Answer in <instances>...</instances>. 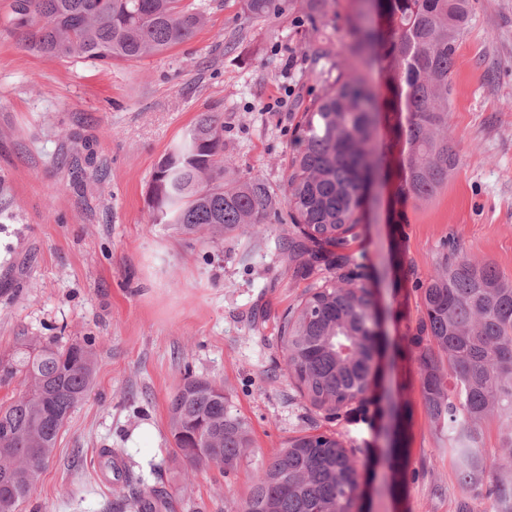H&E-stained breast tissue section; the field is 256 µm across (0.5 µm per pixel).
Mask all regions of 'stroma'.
I'll use <instances>...</instances> for the list:
<instances>
[{"instance_id": "1", "label": "stroma", "mask_w": 512, "mask_h": 512, "mask_svg": "<svg viewBox=\"0 0 512 512\" xmlns=\"http://www.w3.org/2000/svg\"><path fill=\"white\" fill-rule=\"evenodd\" d=\"M190 40L135 62L92 67L25 51L0 31V355L21 341L95 339L97 368L20 512H111L112 451L171 512H239L261 462L309 427L278 325L331 277L326 256L300 275L276 248L284 224L227 242L185 241L155 223L153 173L198 114L224 125L231 176L282 189L291 127L353 38L350 0L335 26L281 0L256 18L243 0H206ZM448 136L458 165L430 200L400 203L399 149L346 250L363 263L383 316L378 384L401 402L409 476L373 512H455L465 489L429 420L409 340L422 316L417 278L444 242L512 278V0H472L449 78ZM221 383L252 427L239 468L175 461L168 403L185 371Z\"/></svg>"}]
</instances>
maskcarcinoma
Here are the masks:
<instances>
[{
	"label": "carcinoma",
	"instance_id": "obj_1",
	"mask_svg": "<svg viewBox=\"0 0 512 512\" xmlns=\"http://www.w3.org/2000/svg\"><path fill=\"white\" fill-rule=\"evenodd\" d=\"M256 18L279 12L278 0H244ZM382 23L371 24L365 0H353L349 54L336 77L292 127L293 152L283 195L263 179H224V124L203 113L160 160L152 181L156 220L188 239L238 238L254 224L289 222L278 249L298 272L325 246L342 248L361 223L364 196L380 161L378 130L396 116L401 180L397 195L426 201L448 182L458 155L448 142L450 75L471 0H375ZM309 19L325 23L333 0H307ZM203 0H11L0 27L29 52L93 65L138 61L192 37L204 25ZM377 63L379 102L366 70ZM336 276L308 289L279 324L287 375L309 411L327 420L352 413L373 424L366 405L377 387L379 312L353 256L338 254ZM423 316L410 344L421 395L436 430L448 436L458 482L470 492L456 512H512V460L481 447L482 424L498 415L512 444V280L490 262L463 253L443 257L418 280ZM97 365L94 340L23 344L0 357V385L25 390L0 402V512H19L60 432L83 399ZM175 458L229 475L251 446L252 429L224 388L186 373L169 401ZM391 487L407 478L398 429L384 433ZM373 454L316 426L276 449L255 477L240 512H370L357 454ZM131 512H162L167 493L133 489Z\"/></svg>",
	"mask_w": 512,
	"mask_h": 512
}]
</instances>
